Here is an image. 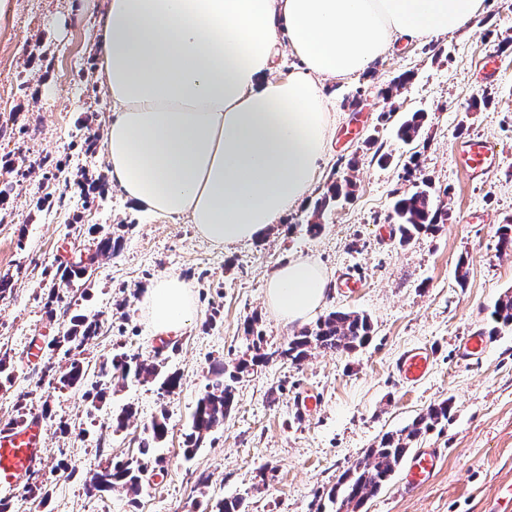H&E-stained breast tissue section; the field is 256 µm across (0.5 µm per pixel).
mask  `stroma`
<instances>
[{
  "label": "stroma",
  "instance_id": "stroma-1",
  "mask_svg": "<svg viewBox=\"0 0 512 512\" xmlns=\"http://www.w3.org/2000/svg\"><path fill=\"white\" fill-rule=\"evenodd\" d=\"M0 29V189L10 217L0 224V277L12 281L0 299V352L13 362L0 386V420L26 415L46 426L35 493L6 494L11 512H205L238 498L245 512H316L318 500L383 434L451 399L447 424L420 438L443 462L427 484L409 491L403 469L359 512H512L501 492L512 485V329L487 338L483 352L461 356L467 336L489 330L495 301L512 292V251L501 252L498 229L512 219V0H484L480 16L446 35L396 44L366 71L323 83L332 134L307 204L288 212L258 239L219 248L184 218L151 216L126 202L111 183L102 137L111 103L97 76V40L106 0H11ZM497 60L495 74L483 70ZM412 79L385 97L402 72ZM483 98L470 108L473 97ZM427 119L408 145L396 129L409 113ZM468 137L496 144L499 167L474 183L456 164ZM390 157L380 163L379 154ZM419 167L407 171L410 155ZM350 177L352 199L322 215L314 204ZM431 181L446 212L437 232L401 242L392 219L395 198ZM317 231H309L311 223ZM122 237L114 256L98 241ZM96 260L88 277L52 283L58 268ZM316 263L330 281L323 312L370 317L374 334L352 352L311 350L294 364L277 357L297 326L284 325L266 299L270 273L295 257ZM467 262L465 282L456 279ZM175 273L198 307L179 336L161 341L140 306L160 276ZM100 329L79 356L87 383L103 397L63 386L66 361H27L31 341L49 342L73 313ZM262 338L268 363L233 381L234 403L222 426L206 434L192 459L182 450L191 415L217 364L250 358L245 323ZM434 353L430 376L400 380L405 350ZM153 360L162 354L178 374L170 394L155 382L100 376L113 354ZM310 398L308 414L300 398ZM134 414L116 431L112 417ZM166 416L160 469L139 495L91 489L93 473L111 458L139 455L143 428Z\"/></svg>",
  "mask_w": 512,
  "mask_h": 512
}]
</instances>
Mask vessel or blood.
<instances>
[{"label": "vessel or blood", "mask_w": 512, "mask_h": 512, "mask_svg": "<svg viewBox=\"0 0 512 512\" xmlns=\"http://www.w3.org/2000/svg\"><path fill=\"white\" fill-rule=\"evenodd\" d=\"M458 157L461 168L472 181H482L496 168L499 152L488 140L468 138L460 142ZM433 354L424 347L405 351L396 370L402 381L414 384L424 380L431 369ZM45 426L39 417L23 424L0 430V488L11 489L20 479L37 468L42 460ZM441 455L433 448L418 450L411 458L405 474V485L416 489L438 471Z\"/></svg>", "instance_id": "vessel-or-blood-1"}]
</instances>
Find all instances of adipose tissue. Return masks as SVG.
Masks as SVG:
<instances>
[{"instance_id":"1","label":"adipose tissue","mask_w":512,"mask_h":512,"mask_svg":"<svg viewBox=\"0 0 512 512\" xmlns=\"http://www.w3.org/2000/svg\"><path fill=\"white\" fill-rule=\"evenodd\" d=\"M483 0H108L98 76L111 98L103 138L126 201L184 217L212 243L262 237L306 204L327 144L321 81L366 71L402 37L432 38L476 19ZM288 47L300 65L275 74ZM330 282L298 257L276 268L268 304L301 323ZM142 305L159 336L196 314L167 274Z\"/></svg>"}]
</instances>
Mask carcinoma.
<instances>
[{
  "label": "carcinoma",
  "mask_w": 512,
  "mask_h": 512,
  "mask_svg": "<svg viewBox=\"0 0 512 512\" xmlns=\"http://www.w3.org/2000/svg\"><path fill=\"white\" fill-rule=\"evenodd\" d=\"M424 119L425 113H413L398 127V139L405 144L413 143L420 134ZM354 187L355 184L349 177L343 178L340 183H333L328 192L316 202L315 213H321L341 197H352ZM442 214V207L435 203L431 187L425 181L400 194L393 206V219L399 224L401 239L404 241L410 240L416 233L435 230ZM492 320L495 323V327L491 329L493 335L497 334L500 327H512L511 292L498 298ZM99 328L98 320L75 315L70 318V327L65 330L64 340H52L48 343V349L53 353L62 348L64 355L68 356L81 349L90 337L97 334ZM372 336L373 325L367 315L333 310L320 317L312 326L296 333L287 347L276 351V354L293 363H299L312 349L351 352L368 344ZM260 342L259 338L252 339L254 354L251 360H240L234 366L233 372H227L223 365L212 371L204 394L192 413L191 433L187 435L184 448L185 456H191L200 447L204 435L223 424L231 411L234 394L231 385L224 383V376L233 378L235 374L247 370L250 365L267 362L272 357V354L261 351ZM131 374L136 378L158 381L159 390L167 394L174 392L180 385L178 374L163 371V362L147 364L136 354H116L102 368V375L112 380L123 382ZM59 381L65 386L80 388L86 381V369L82 363L72 360ZM450 412L451 399L448 398L430 406L426 412L418 414L410 424L400 430L384 434L376 446L367 449L364 457L340 476L336 486L328 493L329 501H338L340 506L354 510L362 507L367 500L381 491L422 436L448 422ZM167 434L166 417L162 415L154 418L145 428L144 437L140 441L141 457L136 460L115 461L95 472L91 477L93 488L102 491L121 486L134 495L138 494L145 473L152 468V464L158 465L163 461L161 450Z\"/></svg>",
  "instance_id": "obj_1"
}]
</instances>
